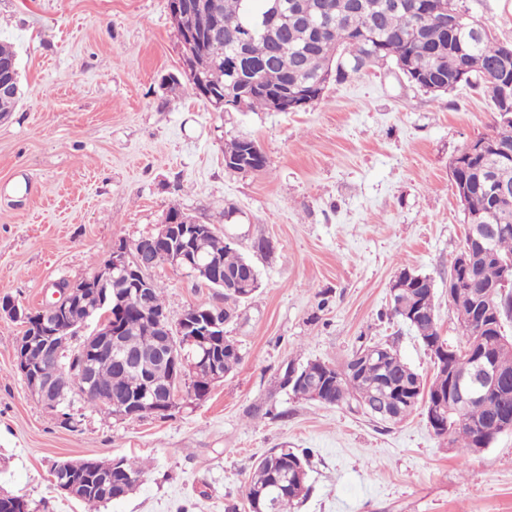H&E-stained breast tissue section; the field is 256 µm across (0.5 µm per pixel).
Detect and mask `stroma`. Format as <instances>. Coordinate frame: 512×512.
Segmentation results:
<instances>
[{"instance_id": "obj_1", "label": "stroma", "mask_w": 512, "mask_h": 512, "mask_svg": "<svg viewBox=\"0 0 512 512\" xmlns=\"http://www.w3.org/2000/svg\"><path fill=\"white\" fill-rule=\"evenodd\" d=\"M462 4L512 44V0ZM0 40L21 81L16 110L0 115V299L40 310L50 283L90 277L173 206L232 237L260 280L225 327L240 366L162 419H118L76 397L77 426H63L15 363L24 324L0 316L1 491L86 512L54 490L53 464L125 456L141 462L140 485L99 512H248L255 461L288 448L309 462L297 512H512V432L464 459L424 409L385 423L280 386L288 364L338 366L369 342L431 375L422 342L389 317L403 265L434 278L440 331L462 342L448 276L466 226L449 163L498 128L482 92L434 96L387 62L298 112H216L166 88L183 70L169 0H0ZM242 136L265 171L225 168V145ZM153 275L171 313L224 302L184 274Z\"/></svg>"}]
</instances>
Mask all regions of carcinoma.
Returning a JSON list of instances; mask_svg holds the SVG:
<instances>
[{
    "instance_id": "carcinoma-1",
    "label": "carcinoma",
    "mask_w": 512,
    "mask_h": 512,
    "mask_svg": "<svg viewBox=\"0 0 512 512\" xmlns=\"http://www.w3.org/2000/svg\"><path fill=\"white\" fill-rule=\"evenodd\" d=\"M292 11L305 6L310 9L311 25L294 24L286 29H273L267 37L248 36L267 12L268 0H212V9L203 18L188 15L175 25L177 38L183 54L194 57L203 65L199 71L201 79L186 77V81L171 88L175 94H192L207 104L212 101L207 94L214 92L224 98L216 112H226L239 100L246 109L270 111L268 100L256 96L252 91L253 81L258 80L270 89L286 83L317 93L316 83L328 72L335 80L342 81L377 63L375 53L379 49L388 52V60L397 63L406 55L413 56L415 67L411 71L412 82L421 87L430 82L451 83L458 66L465 59L480 61V67L471 69L466 84L486 95L494 109H499L503 87L512 85V57L505 53L504 46L490 37L476 39L471 36L466 24L471 15L460 5L454 6L455 16L443 25L433 13L441 0H417L419 13L406 15L389 6L390 0H329L332 7L330 23L321 21L319 11L322 0H287ZM205 28L224 35L218 47L211 45H186V32ZM512 148V122L499 126L490 136L487 151L471 158L458 169L455 184L466 192V209L473 217H487L495 210V200L488 191L489 179L512 182V166L500 162L499 148ZM224 156L243 160L253 171L260 172L268 165V158L259 144L249 137H239L224 148ZM509 230L497 234L479 257L469 276V284L454 291L453 306L458 313L460 326L468 325L472 319L477 295L487 289L494 291L492 302L499 319L512 318V294L496 291L501 278L499 260L512 259V212L504 217ZM204 257H220L224 261V274L242 281H250L249 297L259 289L253 263L230 246L223 237L212 232L199 239L196 245ZM390 317L399 320L415 333L429 354H434V345L442 340L439 336L435 309V281L426 274L413 273L410 294L391 299ZM125 340L131 349H143L151 340L164 341L166 334L134 304L123 309ZM390 353L384 360L374 363L344 380H326L321 384L324 397L332 405L356 404L372 418L393 423L406 419L418 407L417 402L407 406L403 399L412 396L434 400L435 394L448 396V374H463L469 371L473 358L453 350L446 357L433 362V374L425 379L398 353L394 346L384 344ZM485 357L492 360L501 377L497 392L491 396L468 403L450 413L445 426L434 430V434L448 441V445L464 455L480 451L482 439L492 444L495 438L487 435L497 419L512 415V348L504 349L498 344L496 331L485 332L483 344ZM81 355L61 356L59 362L50 367L56 374L57 384L64 395H80L88 406L101 410L100 399L110 396L124 401L134 395L142 384L143 372L122 370L116 367L105 352L93 357L96 382L92 388H83L75 379L74 365ZM242 354L236 341L224 337V374L236 370ZM402 403L394 412L395 418L382 417L378 407ZM122 470L111 474L112 486L128 485L124 495L137 488L129 478L139 479L143 473L137 461L121 458ZM298 461L308 466V460L286 449H272L259 459L248 477L247 500L264 489L274 491V485L287 479L288 465ZM81 488L75 499L95 509L112 502L98 488L99 478L87 472L79 476ZM11 505V512H40V505L18 495L0 493V512L3 505Z\"/></svg>"
}]
</instances>
